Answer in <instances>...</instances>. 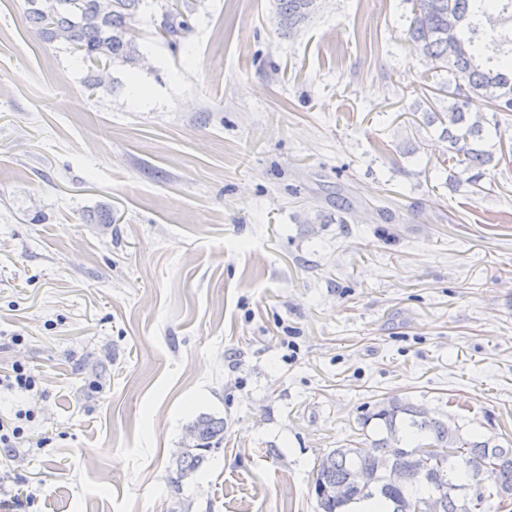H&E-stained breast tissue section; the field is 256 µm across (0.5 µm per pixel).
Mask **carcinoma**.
Here are the masks:
<instances>
[{
    "label": "carcinoma",
    "instance_id": "obj_1",
    "mask_svg": "<svg viewBox=\"0 0 512 512\" xmlns=\"http://www.w3.org/2000/svg\"><path fill=\"white\" fill-rule=\"evenodd\" d=\"M141 0H28V19L45 42H62L93 70L117 61L134 64L141 52L131 25ZM317 0H275L280 28L297 31L315 12ZM411 16L407 34L435 72L448 79L437 83L447 94L448 108L433 112L428 123L440 124L441 136L459 168L453 180L481 189L480 180L494 161L509 152L500 127L512 114V0H407ZM159 35L185 37L190 26L186 3L161 6ZM500 157H495V154ZM378 421L382 437L366 440L367 448H335L322 457L314 491L317 512H348L352 503L376 499L386 512H471L448 500V485H475L488 476L505 501L512 499V448L491 439H466L460 427L398 397L377 405L360 418ZM224 439V420L201 415L187 428L176 457L174 490L207 462L213 445ZM437 448L448 449L444 457ZM368 473L370 485L359 489L354 475ZM344 485L339 498L333 488Z\"/></svg>",
    "mask_w": 512,
    "mask_h": 512
}]
</instances>
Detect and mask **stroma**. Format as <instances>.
<instances>
[{"label":"stroma","instance_id":"obj_1","mask_svg":"<svg viewBox=\"0 0 512 512\" xmlns=\"http://www.w3.org/2000/svg\"><path fill=\"white\" fill-rule=\"evenodd\" d=\"M163 2L91 90L0 0V371L39 374L50 438L0 512H315L392 397L512 445V163L450 182L407 0H318L292 36L274 0H187L174 45ZM202 414L224 440L173 493ZM166 2L161 6L162 22L158 34L163 38L169 37L170 42L176 43L177 37L184 38L190 29L185 15L188 12L187 4L180 3L179 0Z\"/></svg>","mask_w":512,"mask_h":512}]
</instances>
